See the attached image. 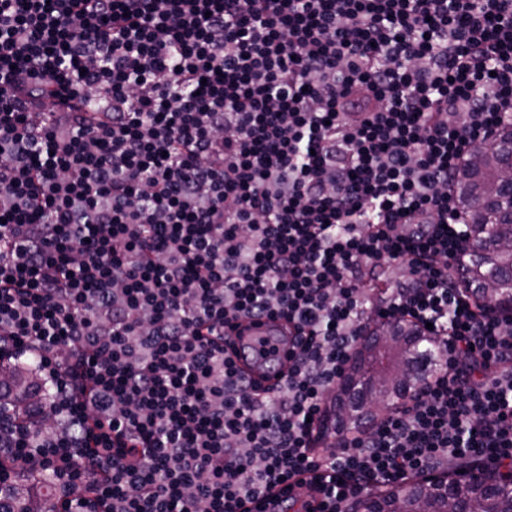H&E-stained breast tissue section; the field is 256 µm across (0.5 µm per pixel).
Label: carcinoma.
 I'll use <instances>...</instances> for the list:
<instances>
[{
    "instance_id": "obj_1",
    "label": "carcinoma",
    "mask_w": 512,
    "mask_h": 512,
    "mask_svg": "<svg viewBox=\"0 0 512 512\" xmlns=\"http://www.w3.org/2000/svg\"><path fill=\"white\" fill-rule=\"evenodd\" d=\"M474 161L464 165L455 182V194L459 206L470 211L474 203L497 194L499 189V164L512 156V134L499 143L487 144L476 141L471 148ZM473 239L489 241L492 248L473 252L461 269L462 280L480 307L512 306V218L507 213L489 210L474 222ZM376 335L391 339L395 345L388 352L387 360L394 375L388 380L367 379L351 391H342L336 402L335 416L343 423L359 428L364 420V407L386 409L404 399L399 380L408 375V384L420 381L426 369L436 364L435 341L423 336L411 325L391 324L376 331ZM357 357L354 369L367 371L376 363V346L364 343L354 352ZM39 388L35 374L25 367L12 371L10 387L0 394V403L17 410L29 405ZM494 473L484 479L468 480L457 471L448 472V497L461 503L468 512H512V490H490L498 484ZM12 497L23 506L22 512H44L47 498L35 490L27 480L18 481L12 489ZM383 512H442L444 503L430 490L416 481L392 486L383 492L362 500Z\"/></svg>"
}]
</instances>
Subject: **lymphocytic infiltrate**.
<instances>
[{"instance_id":"1","label":"lymphocytic infiltrate","mask_w":512,"mask_h":512,"mask_svg":"<svg viewBox=\"0 0 512 512\" xmlns=\"http://www.w3.org/2000/svg\"><path fill=\"white\" fill-rule=\"evenodd\" d=\"M512 114V0H0V512H346L475 462L512 474V313L456 271L453 186ZM280 320L284 383L229 356ZM435 370L315 443L369 323ZM287 489V498L272 489ZM39 388V381L28 368L14 369L11 374L10 387L0 394L3 405L12 406L20 410L29 405ZM50 481L42 480L40 484H32L27 480H19L12 489V497L23 506L22 512H43L45 510L47 498L38 493L35 487L40 485L46 487Z\"/></svg>"}]
</instances>
